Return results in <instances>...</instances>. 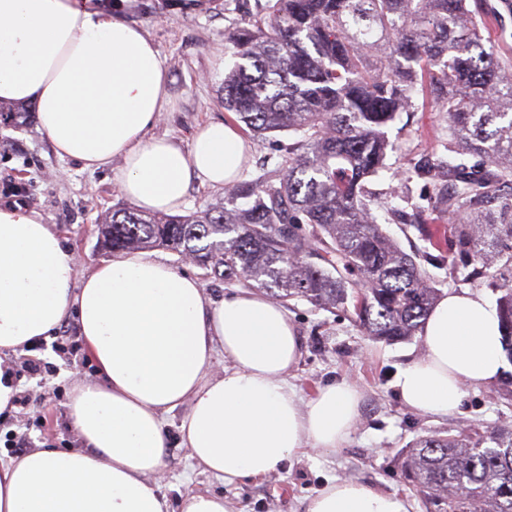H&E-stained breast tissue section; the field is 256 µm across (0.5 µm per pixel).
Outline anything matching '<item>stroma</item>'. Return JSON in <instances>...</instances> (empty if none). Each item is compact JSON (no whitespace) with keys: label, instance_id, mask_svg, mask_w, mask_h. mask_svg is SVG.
Listing matches in <instances>:
<instances>
[{"label":"stroma","instance_id":"35a3bbf8","mask_svg":"<svg viewBox=\"0 0 512 512\" xmlns=\"http://www.w3.org/2000/svg\"><path fill=\"white\" fill-rule=\"evenodd\" d=\"M98 6L139 26L165 61L171 109L162 113L150 136L184 141L207 120L234 121V114L221 103L220 89L235 62L231 36L244 26L247 13L255 11L256 0H205L198 9L188 8L187 0H99ZM387 135L395 149L385 160V170L368 183L373 216L402 250L416 256L439 291L468 289L495 300L486 280L471 278L466 268H450L446 246L435 242V230L450 229L452 218L434 225L415 221L435 205L429 179L416 175L415 168L427 156L447 158L444 113L415 98ZM291 139L288 132L263 139L247 136L250 157L243 179L256 177L263 164L278 162L280 145ZM120 165L116 159L109 169L90 171L76 160L59 158L39 132L37 118L19 128L0 123V200L26 204L54 225L79 258L77 277L111 256L100 246V220L127 204L112 180L113 169ZM286 311L301 339L299 359L288 372L289 384L305 399L325 384L344 381L355 386L362 394L357 428L342 448L308 451L262 479L229 482L195 468L180 433L187 407L178 405L163 417L167 448L160 491L171 512H181L184 497L194 493L223 496L231 512H305L308 500L335 478L358 479L381 492L399 494L409 500L411 512H423L401 473L409 445L435 432L512 425L511 360L501 380L467 388L460 412L429 417L407 408L394 386L399 370L422 358L420 338L377 342L342 310L317 309L303 300L289 301ZM67 334L69 345L64 350L52 337L0 356V368L12 375L19 394L33 399L27 408L0 414L1 462L16 455L8 444L14 434L25 435L34 450L81 448L66 405L74 378H96L97 369L76 326H69ZM28 358L44 364V371L28 370L24 365Z\"/></svg>","mask_w":512,"mask_h":512}]
</instances>
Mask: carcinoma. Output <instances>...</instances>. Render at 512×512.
<instances>
[{"label":"carcinoma","mask_w":512,"mask_h":512,"mask_svg":"<svg viewBox=\"0 0 512 512\" xmlns=\"http://www.w3.org/2000/svg\"><path fill=\"white\" fill-rule=\"evenodd\" d=\"M491 18L493 5L470 0H266L235 33L224 110L257 136L298 139L207 210L108 212L102 245L161 246L282 303L350 309L375 340H408L438 295L371 217L367 182L384 168L385 129L418 94L447 113L450 137L448 160L416 173L438 213L458 217L459 255L498 293L512 356V75L484 43ZM404 476L425 512H512V426L421 437Z\"/></svg>","instance_id":"carcinoma-1"}]
</instances>
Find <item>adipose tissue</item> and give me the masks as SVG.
I'll return each mask as SVG.
<instances>
[{"label": "adipose tissue", "instance_id": "obj_1", "mask_svg": "<svg viewBox=\"0 0 512 512\" xmlns=\"http://www.w3.org/2000/svg\"><path fill=\"white\" fill-rule=\"evenodd\" d=\"M0 102L33 103L62 157L123 166L119 192L138 209L181 210L192 185L226 187L247 161L238 130L199 127L188 146L146 139L170 108L154 44L94 0H0ZM53 225L17 201L0 204V354L75 323L100 382L75 381L68 402L83 448L39 449L0 463V512H169L154 483L164 467L161 418L188 404L182 437L218 478L259 479L309 450L339 448L359 418V393L321 387L300 404L286 379L301 342L283 308L249 290L209 301L194 277L161 258L122 252L75 278ZM423 357L401 369L399 399L444 416L466 387L505 368L496 308L480 293L438 297L420 333ZM230 361L212 375L217 356ZM405 497L352 480L328 482L306 512H409Z\"/></svg>", "mask_w": 512, "mask_h": 512}]
</instances>
